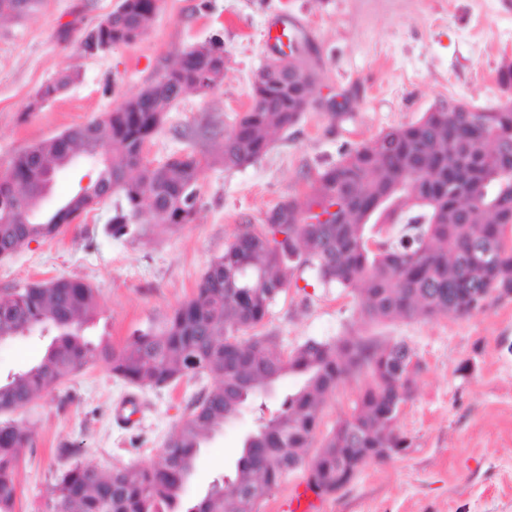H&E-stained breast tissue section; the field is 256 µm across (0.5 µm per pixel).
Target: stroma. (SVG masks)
Masks as SVG:
<instances>
[{
  "mask_svg": "<svg viewBox=\"0 0 512 512\" xmlns=\"http://www.w3.org/2000/svg\"><path fill=\"white\" fill-rule=\"evenodd\" d=\"M118 0H41L33 13L0 19V171L41 140L114 111L155 81L180 53L219 38V89L182 96L149 143L161 163L189 150L217 154L223 129L252 103V89L273 52L268 29L282 22L319 63L314 103L278 132L259 160L239 168L215 161L198 186V211L179 228L147 225L140 236L107 237L109 206L99 205L62 234L0 259V296L58 277L78 278L98 295L87 325L93 342L124 346L135 331L157 327L195 292L210 262L244 225L263 224L287 199L305 200L318 172L345 147L415 122L448 99L495 109L512 94L497 82L512 60V0H158L132 45L101 52L82 41ZM77 80L56 99L34 105L36 89L60 70ZM288 352L307 340L344 333L380 344L406 343L419 368L396 426L404 455L365 465L345 488L324 496L322 512H512V297L489 296L467 318L370 322L354 292L296 273L257 328ZM50 339L0 343V377L42 357ZM210 378H182L140 389L96 365L14 413L34 433L19 464L22 512H37L62 445L80 446V462L100 469L147 464L163 451L188 404ZM298 384L287 377L265 402L251 401L207 440L184 497L203 496L232 474L241 442L260 411L275 413ZM349 378L321 412L319 435L349 416L364 388Z\"/></svg>",
  "mask_w": 512,
  "mask_h": 512,
  "instance_id": "35a3bbf8",
  "label": "stroma"
}]
</instances>
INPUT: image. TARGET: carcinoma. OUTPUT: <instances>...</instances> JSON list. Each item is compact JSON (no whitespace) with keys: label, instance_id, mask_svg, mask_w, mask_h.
<instances>
[{"label":"carcinoma","instance_id":"obj_1","mask_svg":"<svg viewBox=\"0 0 512 512\" xmlns=\"http://www.w3.org/2000/svg\"><path fill=\"white\" fill-rule=\"evenodd\" d=\"M39 0H0V18L35 10ZM157 0H120L88 33L84 48L106 51L136 42ZM218 39L198 45L173 78L150 83L118 109L64 132L69 151L98 164L84 193L65 199L60 214L41 211L48 175L62 170L65 154L55 138L16 155L0 174V204L20 193L27 210L0 223V251H16L51 238L112 197L104 233L121 239L143 224L179 227L197 206V187L209 159L195 151L162 163L144 162L141 145L161 129L167 112L189 90L220 87L224 66ZM314 67L296 55L266 62L253 88L254 109L224 130L222 160L232 169L262 157L272 135L296 125L299 89L283 94L288 71ZM76 78L64 70L40 86L35 100H52ZM512 106L494 112H426L342 152L319 173L305 201L273 209L275 224L247 225L209 264L193 296L163 327L140 331L121 348L96 345L83 325L97 306L88 283L61 277L20 288L0 299V343L34 331L54 337L34 366L0 379V415L13 414L82 370L104 364L112 375L141 389H161L184 377H211L189 404L162 454L148 464L102 470L79 461L55 472L41 512H260L262 502L289 473L317 464L312 488L336 492L345 465L378 460L373 448H406L396 425L410 387L399 370L413 357L404 343L379 346L357 336L308 340L289 353L272 336L244 338L305 268L322 284L358 296L360 314L374 321L464 317L490 294L512 291ZM338 206L332 220L319 212ZM404 224L402 236L369 246L368 225ZM283 238H277V235ZM294 374L302 384L277 412L259 417L244 439L230 487L210 488L196 503L185 485L207 437L236 417L247 400ZM367 383L350 416L322 437L308 459L325 398L350 377ZM31 430L0 421V512H17L16 469Z\"/></svg>","mask_w":512,"mask_h":512}]
</instances>
